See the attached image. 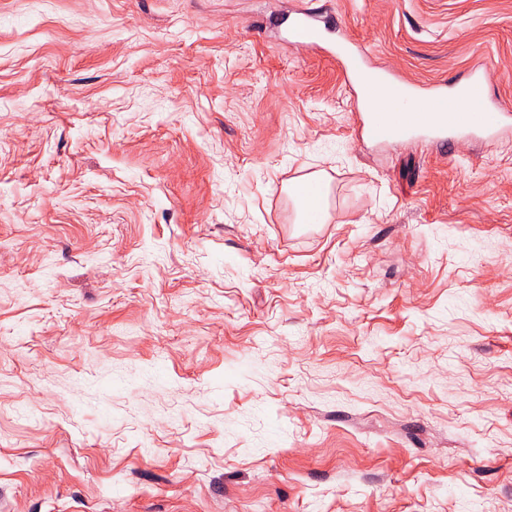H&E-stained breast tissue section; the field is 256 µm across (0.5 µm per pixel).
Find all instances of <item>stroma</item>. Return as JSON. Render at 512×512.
Instances as JSON below:
<instances>
[{"label":"stroma","mask_w":512,"mask_h":512,"mask_svg":"<svg viewBox=\"0 0 512 512\" xmlns=\"http://www.w3.org/2000/svg\"><path fill=\"white\" fill-rule=\"evenodd\" d=\"M307 2L0 0V512H512V140L359 141ZM327 8L512 108V0ZM313 12L307 8L289 12L283 20L285 23L288 22V42L298 48H322L332 57L342 58L346 82L349 85L353 82L357 83L359 74L366 70L365 56L355 43L337 49L334 46L325 47L323 32L311 16ZM321 183V182H320ZM322 190H319L318 194L313 196L295 197V205L297 208V223H305L306 213H315L319 217L321 222L324 219L327 199L329 193L328 183H321ZM317 217L309 214L307 219L308 224H319L316 222Z\"/></svg>","instance_id":"1"}]
</instances>
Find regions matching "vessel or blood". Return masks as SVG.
I'll return each instance as SVG.
<instances>
[{
	"instance_id": "obj_1",
	"label": "vessel or blood",
	"mask_w": 512,
	"mask_h": 512,
	"mask_svg": "<svg viewBox=\"0 0 512 512\" xmlns=\"http://www.w3.org/2000/svg\"><path fill=\"white\" fill-rule=\"evenodd\" d=\"M288 41L299 48H326L331 56L341 58L347 82H356L367 66L357 45L340 48L326 46L323 33L312 18L310 9L290 11ZM485 74L482 67L471 68L458 83L460 95L474 99V112L447 114L448 88L441 83L420 86L387 70L380 75L378 98L387 102L415 100L429 108L430 117H413L404 112H359L358 136L396 146L410 140H423L440 148H456L474 140H496L512 135V109L484 96Z\"/></svg>"
}]
</instances>
